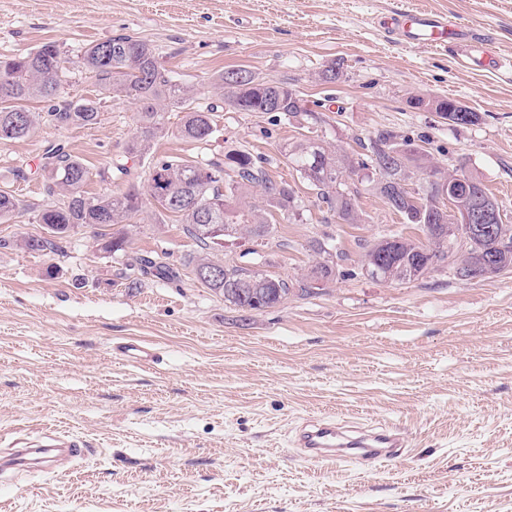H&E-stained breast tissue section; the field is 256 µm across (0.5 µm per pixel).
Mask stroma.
<instances>
[{"label": "stroma", "instance_id": "35a3bbf8", "mask_svg": "<svg viewBox=\"0 0 512 512\" xmlns=\"http://www.w3.org/2000/svg\"><path fill=\"white\" fill-rule=\"evenodd\" d=\"M404 5L477 25L512 57V0H0V56L54 42L73 58L118 35L152 44L199 88L196 105L216 126L210 142H188L176 133L181 112H166L152 158L241 147L265 156L303 219L270 212L279 242L265 247L264 271L296 279L314 261L310 240L326 234L351 272L244 313L195 280L198 248L171 214L145 209L115 255L83 230L58 252H30L18 241L41 225L28 214L0 222V455L57 433L85 449L35 475L0 473V512H512V271L472 281L437 271L399 285L359 275L362 242L402 217L366 190L365 223L339 221L285 155L308 137L356 154L388 132L444 170L476 173L512 217V76L398 44L381 22ZM333 64L339 79L321 81ZM227 68L321 100L318 120L273 127L268 113L225 108L210 81ZM415 97L460 102L479 119L448 125ZM138 110L106 97L97 124L43 123L0 144V190L42 203L50 141L88 165V195L145 186L151 158H125ZM122 161L128 174L115 169ZM154 252L178 278L131 287L127 256ZM135 337L154 344L155 364L118 356ZM319 420L387 424L406 446L369 467L320 463L294 445Z\"/></svg>", "mask_w": 512, "mask_h": 512}]
</instances>
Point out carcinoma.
<instances>
[{
  "mask_svg": "<svg viewBox=\"0 0 512 512\" xmlns=\"http://www.w3.org/2000/svg\"><path fill=\"white\" fill-rule=\"evenodd\" d=\"M66 52L54 42L11 57H0V143L5 144L27 136L40 122L47 120L59 126H88L97 123L101 99L84 98L73 102L49 94L47 88L63 86L70 71H57L49 66L54 55ZM76 67L92 74L107 96L125 94L140 105L139 131L126 148L130 159H141L149 155L153 142L168 134L162 122L163 113L174 108L183 116L178 135L190 142L204 143L216 132L210 111L193 106L198 89L179 82L159 63L153 47L146 41L131 35H119L106 41L88 45L74 61ZM244 72L233 68L218 72L211 84L224 92V103L237 112H259L272 100L280 102L278 112L296 117L300 114L316 119L315 111L302 104L298 111L291 101L293 90L287 84L267 80L249 85L234 80ZM37 100L45 108L33 112L28 103ZM413 104L437 112L441 118L457 126L470 125L478 115L468 112L461 118L448 111L454 101L448 99L425 100L413 98ZM25 115V123L14 125V117ZM393 143L384 136L369 143L366 153L353 159L323 143L303 139L288 147L286 156L300 177L317 190V198L326 204L327 210L348 224L365 221L358 209L360 189L347 193L345 176L358 171L371 190L385 203L389 210L401 215L406 223L415 226L424 238L405 233L404 230H388L374 239L361 244V265L379 264L383 274L378 279L384 282L403 284L425 278L431 272L448 266L454 272L458 261L478 264L489 255L498 256V266L491 271L497 275L512 270V224L505 219L503 208L496 205L497 218L494 223L498 233L494 236L471 238L462 257L449 248L457 239L456 224L448 216L442 224L437 223V204L441 198L439 183L435 178H462L477 184L481 196L493 199L480 178L465 171L446 174L437 167L429 171V179L419 191H409L406 182L415 172L424 168L425 155L415 150L389 153ZM268 159L255 155L245 148L233 149L220 160L190 162L186 160L157 159L151 167L147 185L143 189L132 187L120 194H102L95 197L85 195L84 186L91 172L79 158L71 155L62 145L48 148L44 171L47 172V201L32 206L16 195L0 190V220L8 221L22 211H35V220L47 230L45 236H28L22 240L25 249L32 252H56L60 243L80 227L95 230L106 252H123L125 236L112 233V226L127 224L150 205L161 212L179 217L183 230L193 239L201 253L191 260L193 270L205 267L213 260L207 250L214 244L208 224L220 225L254 241H264L272 234L267 215L270 209L280 211L287 220L300 221L303 213L296 204L294 189L286 182L270 179L266 172ZM261 191L262 203L248 201L251 190ZM196 200V205L183 203L186 198ZM211 215L209 222L202 214ZM332 238L323 235L314 237L309 248L316 257L315 262L299 279L288 283L261 271L237 265L224 266V276L219 282L204 283L213 293L224 297V302L236 309L251 313L252 296H260L258 311L276 307L283 303L293 290L308 293L314 286L332 281L342 275L337 259L341 253L334 250ZM127 266L142 275L159 280H172L178 271L166 261V256H132Z\"/></svg>",
  "mask_w": 512,
  "mask_h": 512,
  "instance_id": "1",
  "label": "carcinoma"
}]
</instances>
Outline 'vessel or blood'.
Segmentation results:
<instances>
[{
    "label": "vessel or blood",
    "mask_w": 512,
    "mask_h": 512,
    "mask_svg": "<svg viewBox=\"0 0 512 512\" xmlns=\"http://www.w3.org/2000/svg\"><path fill=\"white\" fill-rule=\"evenodd\" d=\"M396 29L400 38L410 45H431L460 51L478 69L502 70L512 66L495 51L487 36L471 28H458L447 18L430 11H402L397 15ZM118 353L125 361L137 365L155 363V350L138 342L118 346ZM298 447L307 449L311 458L319 462L339 461L365 462L368 464L395 457L402 442L393 429L382 427L368 432L347 430L331 420L312 424L297 442ZM78 457L82 454L79 440L55 435L10 458L0 460L1 468H16L26 472L38 469L41 456Z\"/></svg>",
    "instance_id": "vessel-or-blood-1"
}]
</instances>
